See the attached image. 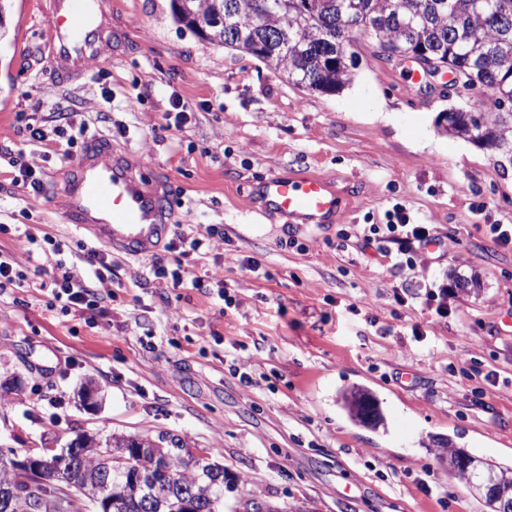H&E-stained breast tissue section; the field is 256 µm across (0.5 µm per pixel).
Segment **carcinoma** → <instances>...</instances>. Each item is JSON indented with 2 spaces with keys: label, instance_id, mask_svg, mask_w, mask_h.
Masks as SVG:
<instances>
[{
  "label": "carcinoma",
  "instance_id": "carcinoma-1",
  "mask_svg": "<svg viewBox=\"0 0 512 512\" xmlns=\"http://www.w3.org/2000/svg\"><path fill=\"white\" fill-rule=\"evenodd\" d=\"M265 0H172L176 19L209 41L256 56L255 46L268 31H287V48L264 63L281 72L289 83L302 89L336 93L349 86L355 69L347 60L350 45L344 43L341 19L351 13L369 18L368 33L376 43L410 49L423 46L446 60L465 78L490 90L493 104L512 106V0H310V11L299 14L288 0L281 13L265 17L263 28L256 18ZM232 17L235 34H225L220 20ZM502 149L493 150L495 165L502 166L512 153V117L500 112H459L443 131L470 140L477 125ZM349 417L363 425L378 426L383 415L374 395L353 387L339 396ZM132 437L113 434L99 447L76 446L59 458V465L43 473H22L10 457L0 456V512H181L186 498L198 512H224V466L207 455L192 458L185 441L174 436L156 440L141 438L142 452L119 465L110 451ZM164 465L166 473L157 474ZM484 467L512 487V468L486 460ZM142 470L152 482L135 485L125 475Z\"/></svg>",
  "mask_w": 512,
  "mask_h": 512
}]
</instances>
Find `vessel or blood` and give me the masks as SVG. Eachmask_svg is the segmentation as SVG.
Masks as SVG:
<instances>
[{
	"label": "vessel or blood",
	"instance_id": "obj_1",
	"mask_svg": "<svg viewBox=\"0 0 512 512\" xmlns=\"http://www.w3.org/2000/svg\"><path fill=\"white\" fill-rule=\"evenodd\" d=\"M46 52L55 77L76 81L88 61H112L110 0H47ZM65 219L104 246L136 257L155 254L174 219L167 182L149 178L142 160L113 150L110 140L88 137L65 177ZM254 202L264 214L292 224H334L345 217L337 191L324 177L272 173Z\"/></svg>",
	"mask_w": 512,
	"mask_h": 512
}]
</instances>
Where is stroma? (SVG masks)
<instances>
[{
  "label": "stroma",
  "instance_id": "35a3bbf8",
  "mask_svg": "<svg viewBox=\"0 0 512 512\" xmlns=\"http://www.w3.org/2000/svg\"><path fill=\"white\" fill-rule=\"evenodd\" d=\"M125 42L110 67L56 82L42 54V0H9L0 25V260L25 276L0 288V449L18 456L61 448L82 433L177 435L211 449L226 471L225 508L249 500L283 512H487L437 455L466 453L512 465V244L490 224L512 225V167L452 138L440 112L493 109L483 88L421 79L358 33L360 65L336 93L297 89L266 63L209 43L172 13L171 0H112ZM188 124L170 126L172 95ZM67 120L80 153L108 136L147 175L163 174L179 232L210 235L189 275L224 270L223 286L174 287L150 258L110 252L98 309L78 316L52 294L58 265L87 274L95 239L64 221L56 147L30 141L28 123ZM43 184H14L17 162ZM319 174L348 210L320 227L254 209L270 173ZM428 224L438 248L420 247L415 273L366 244L394 204ZM61 244L46 255L44 235ZM258 261L262 278L242 270ZM479 287L461 291L457 276ZM446 285L437 310L426 285ZM232 304H225V297ZM250 357L256 387L230 369ZM99 403L84 405L87 381ZM359 385L386 424L369 430L337 405Z\"/></svg>",
  "mask_w": 512,
  "mask_h": 512
}]
</instances>
